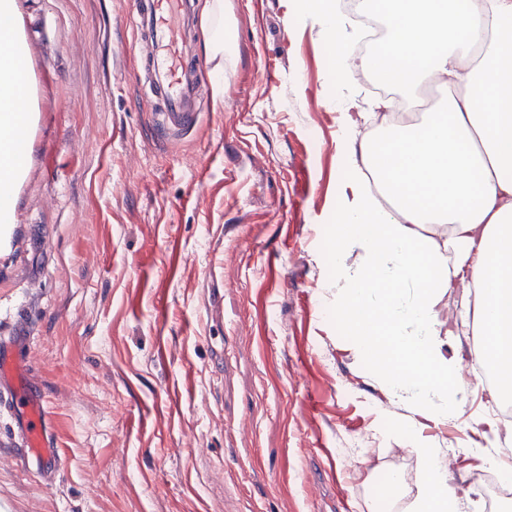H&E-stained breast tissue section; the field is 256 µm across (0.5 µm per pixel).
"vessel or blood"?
<instances>
[{
    "instance_id": "b4317fda",
    "label": "vessel or blood",
    "mask_w": 512,
    "mask_h": 512,
    "mask_svg": "<svg viewBox=\"0 0 512 512\" xmlns=\"http://www.w3.org/2000/svg\"><path fill=\"white\" fill-rule=\"evenodd\" d=\"M143 23L155 47L145 60L154 91L166 108L169 121L178 129L192 127L198 120L194 83L190 77L185 36H174L168 26L170 15L190 16L189 0H136ZM11 390L13 410L18 417L26 458L35 462L36 473L52 481L61 467L62 454L49 431L45 401L34 384L22 357L0 352V383Z\"/></svg>"
}]
</instances>
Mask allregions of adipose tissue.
<instances>
[{
	"mask_svg": "<svg viewBox=\"0 0 512 512\" xmlns=\"http://www.w3.org/2000/svg\"><path fill=\"white\" fill-rule=\"evenodd\" d=\"M392 24L383 54L352 62L355 33L335 0H297L327 33L333 76L353 68L383 72L417 105L432 83L450 93L420 123L361 137L357 121L339 130L343 178L336 222L333 309L350 343L373 366H386V393L409 414L435 422L460 418L469 387L457 375L456 350L442 334L447 289L468 282L465 303L480 358L496 370L494 392L512 403V0H389ZM204 46L224 81V0H209ZM28 56L15 45L0 56V221H11L10 171L28 153ZM393 208L381 206L379 194ZM444 224L436 241L422 233ZM356 262H348L349 254ZM414 454L423 474L406 512H477L464 482L448 476L446 450L425 443Z\"/></svg>",
	"mask_w": 512,
	"mask_h": 512,
	"instance_id": "obj_1",
	"label": "adipose tissue"
}]
</instances>
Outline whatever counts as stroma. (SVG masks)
Wrapping results in <instances>:
<instances>
[{
	"label": "stroma",
	"instance_id": "obj_1",
	"mask_svg": "<svg viewBox=\"0 0 512 512\" xmlns=\"http://www.w3.org/2000/svg\"><path fill=\"white\" fill-rule=\"evenodd\" d=\"M224 87L166 129L133 0H16L30 153L0 242V336L27 359L64 451L42 483L0 391V512H371L418 441L469 422L405 417L331 312L327 226L358 83L286 0H224Z\"/></svg>",
	"mask_w": 512,
	"mask_h": 512
}]
</instances>
